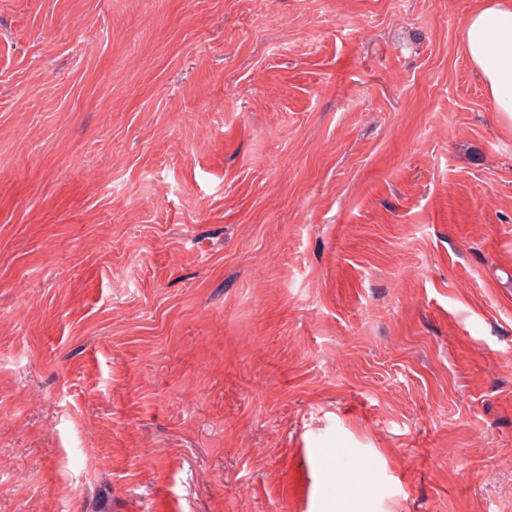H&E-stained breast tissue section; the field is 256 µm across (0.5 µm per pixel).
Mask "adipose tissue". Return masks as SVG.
Instances as JSON below:
<instances>
[{
	"label": "adipose tissue",
	"instance_id": "obj_1",
	"mask_svg": "<svg viewBox=\"0 0 512 512\" xmlns=\"http://www.w3.org/2000/svg\"><path fill=\"white\" fill-rule=\"evenodd\" d=\"M460 42L500 120L512 125V0H479Z\"/></svg>",
	"mask_w": 512,
	"mask_h": 512
}]
</instances>
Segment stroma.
<instances>
[{
  "label": "stroma",
  "instance_id": "35a3bbf8",
  "mask_svg": "<svg viewBox=\"0 0 512 512\" xmlns=\"http://www.w3.org/2000/svg\"><path fill=\"white\" fill-rule=\"evenodd\" d=\"M474 6L0 0V512H512Z\"/></svg>",
  "mask_w": 512,
  "mask_h": 512
}]
</instances>
